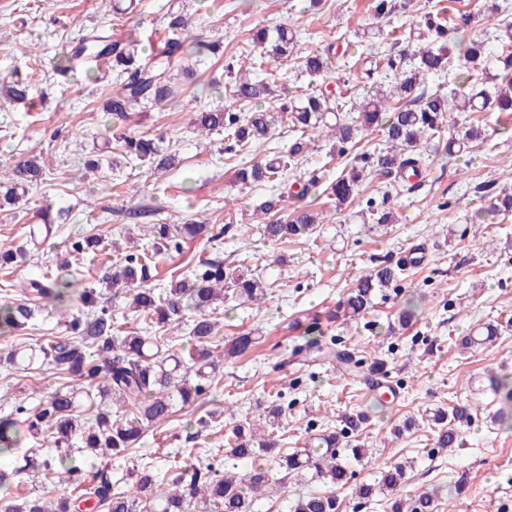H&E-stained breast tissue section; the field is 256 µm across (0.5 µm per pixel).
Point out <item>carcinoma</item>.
Wrapping results in <instances>:
<instances>
[{"label": "carcinoma", "mask_w": 512, "mask_h": 512, "mask_svg": "<svg viewBox=\"0 0 512 512\" xmlns=\"http://www.w3.org/2000/svg\"><path fill=\"white\" fill-rule=\"evenodd\" d=\"M167 36L153 47L150 54H138L133 40L114 39L106 31L82 36L78 44L56 57L53 73L84 71L92 76L95 69L88 63L97 58H112V70L121 79V87L110 95L105 115V131L112 134L125 155L159 170L179 164L177 154H164L155 141L146 135L124 132L129 110L140 104H165L173 101L178 91L173 86V71L194 75L191 59L202 61L204 54H219V43L205 41L189 33L184 14H169ZM448 37V29L440 25L434 32H420L414 39L412 60L405 57L388 59V68L396 72L394 88L404 104L392 107L390 96L379 87L352 106L357 116L346 120L334 99L335 91L327 88L305 96L291 97L281 102L262 103L270 94L269 82L262 76L263 62H258L254 73L235 72L234 63L225 65L232 78L228 92L232 104L216 106L195 114L194 124L207 135H220L240 151L258 148L267 143L271 120L267 108L278 109L291 117L292 127L303 139L318 130L332 132L341 144L356 138L380 132L391 143L388 150L376 158V165L362 167L361 172L342 174L330 184L336 200L344 202L355 192L361 180L360 173L371 171L385 174L404 183L419 176L422 165L421 141L438 127L441 114L464 112L466 104L478 100L481 107L512 112V51L501 49L497 59L503 62L500 74L492 84H478L474 72L486 69L491 53L484 43L456 38L452 45L436 46L434 40ZM295 35L286 26L270 31L260 29L254 43L269 44L280 58H289L294 52ZM311 77L327 76L328 63L323 55L309 54L303 62ZM453 75L448 94L421 95L413 107L405 102L421 82L443 72ZM32 82L19 79L5 80L0 90L15 103L29 100ZM304 143H294L288 155L275 156L265 164L257 165L240 174L246 183L274 181L285 173L299 168L304 160ZM46 177L45 170L34 156L13 168L10 184L0 186V210L14 207L18 190ZM317 216L308 210L297 213L291 221L275 219L263 225V236L277 241L287 235H299L316 228ZM153 247L159 250H178L184 236L199 234L203 224H155ZM95 237H77L69 243L70 252L84 255L98 246ZM155 277L154 265L146 254L128 253L121 257L112 274V287L124 290L128 309L150 320L155 325L165 324L191 311L195 319L187 345L164 346L161 337L141 332L123 336L114 332L112 311L98 305L97 291L72 270L65 260L56 268L48 269L29 280L22 289L23 297H35L41 302L38 309L55 312L66 320L72 335L61 336L28 348H16L9 361L18 367L47 364L61 374L73 376L76 384L67 391L51 392L41 398L31 410L21 404L0 416V501L4 512H252L258 494L276 484L270 462L288 475L311 474L320 481L336 487L348 483V461L339 455L340 433L325 432L317 437L311 448H298L290 453L279 446L275 432L265 435L255 428L236 424L224 436L230 455L248 461L243 471L232 467L223 473L209 474L210 466L202 459L191 464L186 472L172 480V487L161 490L154 476L142 472L136 481V491L128 495L112 484L108 465L98 468L82 497L60 496L27 498L16 493V487L27 479L54 482L59 470L71 475L80 471L72 455V441L81 440L83 448L93 459L112 458L131 449L145 428L167 421L175 403L190 405L202 398L214 383L216 364L210 349L215 322L210 317L211 306L224 301V290H232V297L246 303H261L267 292L264 282L249 266L224 267L211 259L201 260L192 276L171 281V288L156 295L148 288ZM397 278L390 266L362 275L337 306L334 317L358 319L370 308L377 288H386ZM81 303V314L70 312L73 300ZM35 309L17 299H0V335H9L23 329L34 318ZM305 332L310 335L306 349L313 353L332 352L336 340L325 342L318 336L320 321L313 317ZM491 391L512 399V379L488 374ZM89 402L92 415L83 417L81 406ZM468 407L458 406L451 414L441 411L436 416L440 424L436 445L452 447L457 438L454 423L466 418ZM53 439L57 455L41 458L33 449L25 447L27 440L39 433ZM405 475V467L395 465L380 472L375 484L363 483L358 495L370 497L375 491L395 494ZM435 496L424 492L412 501L394 498L391 512H431ZM339 501L334 493L309 492L290 507V512H338Z\"/></svg>", "instance_id": "cac0c4a2"}]
</instances>
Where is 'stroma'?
Listing matches in <instances>:
<instances>
[{"label":"stroma","instance_id":"35a3bbf8","mask_svg":"<svg viewBox=\"0 0 512 512\" xmlns=\"http://www.w3.org/2000/svg\"><path fill=\"white\" fill-rule=\"evenodd\" d=\"M114 2L0 0V78L33 77L43 93L33 112L0 97V181L19 161L35 155L49 173L44 183L26 190L15 209L0 211V251H27L24 260L0 266V291L54 266L72 238L96 234L103 249L79 257L75 269L96 284L99 302L111 308L115 326L145 330L123 295L102 279L117 256L151 250V224L124 214L135 203L133 186L139 185L145 203L156 211L152 224L193 222L225 230L220 240L198 238L183 253H156L157 289L167 288L172 278L190 276L198 257L230 267L246 259L261 272L267 298L259 306L240 305L231 297L216 303V344L247 333L256 345L245 356L218 363L216 382L200 401L147 427L133 452L112 459L113 478L125 482L147 470L157 482L168 483L184 461L201 454L217 469L231 467L223 433L199 428L198 419L231 406L235 422L245 424L278 404L282 415L276 433L288 452L324 430L340 429L346 414L366 415V424L348 445L367 449L372 460L350 462L354 477L338 491L340 512H391L388 497L377 493L361 499L355 491L377 479L376 463L400 461L410 464L404 496L436 489L434 512H512V430L497 421L501 403L483 384L489 372L512 376V212L489 209L497 194L512 189V112L444 113L438 137L423 148L427 164L417 188L369 175L341 203L321 186L299 195L302 172L259 187L239 182L240 168L266 162L271 152L293 143L285 114H276L266 147L225 153L223 141L204 138L191 123L210 97H194L188 79L180 78L178 101L135 108L126 123L129 133L148 134L161 148L179 152L180 167L155 174L103 134L105 86L81 72L65 79L52 73L53 58L92 30L134 37L142 52H151L168 13L182 11L192 15L195 34L222 43L228 57L238 56L257 29L285 24L295 31L292 57L265 56L268 81L278 94L316 91L320 80L302 73L298 59L334 46L329 79L355 99L371 82L392 81L380 68L373 80H365L371 63L413 48L408 36L397 44L387 40L391 30L409 34L434 14L449 26L464 22L467 40L491 42L497 31L486 18L494 12L512 23V0H411L406 10L385 17L375 16L373 0H136L122 15ZM467 127L478 132V139L463 151H446L448 138ZM382 147L376 134L345 146L317 135L304 166L323 168L333 179ZM280 194L287 197V211L307 208L318 214L314 234L275 243L264 239L266 219L256 208L265 197ZM372 202L391 212V223L372 220ZM61 210L67 220L45 230L40 214ZM416 249L425 263L407 267L396 285L376 289L364 316L323 325L340 349L383 362L391 394L369 390L360 374L328 357L293 362L306 317L326 314L379 259L398 264ZM65 332L62 320L44 313L27 329L0 336V391L30 407L41 392L68 386V378L49 367L23 371L6 362L11 349ZM456 405L470 406L471 419L457 426L455 447L436 448L433 416Z\"/></svg>","mask_w":512,"mask_h":512}]
</instances>
